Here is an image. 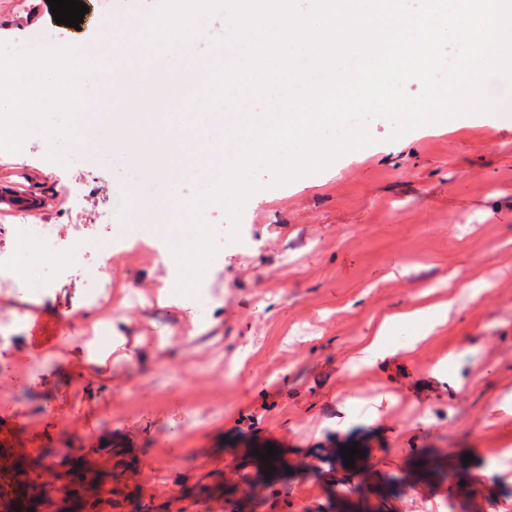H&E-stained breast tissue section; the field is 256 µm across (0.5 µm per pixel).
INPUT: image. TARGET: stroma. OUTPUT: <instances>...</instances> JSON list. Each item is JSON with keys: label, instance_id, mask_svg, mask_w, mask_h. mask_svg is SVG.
<instances>
[{"label": "stroma", "instance_id": "obj_1", "mask_svg": "<svg viewBox=\"0 0 512 512\" xmlns=\"http://www.w3.org/2000/svg\"><path fill=\"white\" fill-rule=\"evenodd\" d=\"M157 0H112L98 25L143 23ZM246 202L197 296L153 225L126 223L112 272H90L120 217L101 185L127 171L79 164L43 135L0 165L61 190L34 242L45 289L0 286L12 339L0 345V440L49 460L125 470L138 512L207 492L211 512H512V119L414 128ZM435 301L427 339L396 325L385 354L359 351L378 322ZM63 312L69 336L31 345L27 311ZM277 446L275 468L254 449ZM364 457L346 467L342 447ZM472 461H464V454Z\"/></svg>", "mask_w": 512, "mask_h": 512}]
</instances>
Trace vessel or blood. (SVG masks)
Segmentation results:
<instances>
[{
  "instance_id": "vessel-or-blood-1",
  "label": "vessel or blood",
  "mask_w": 512,
  "mask_h": 512,
  "mask_svg": "<svg viewBox=\"0 0 512 512\" xmlns=\"http://www.w3.org/2000/svg\"><path fill=\"white\" fill-rule=\"evenodd\" d=\"M46 0H27L25 8L0 14V24L23 28L44 17ZM41 181L40 170L30 166H16L0 172V218L6 216L43 213L56 205L58 197L53 193L41 194L35 186ZM30 338L33 344L42 345L60 340L66 334L62 318L40 314L30 317Z\"/></svg>"
}]
</instances>
